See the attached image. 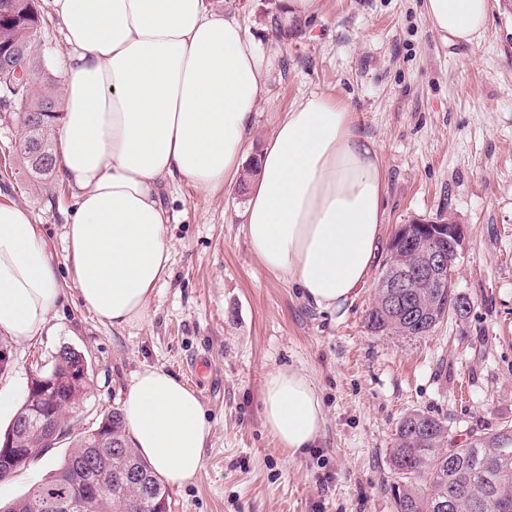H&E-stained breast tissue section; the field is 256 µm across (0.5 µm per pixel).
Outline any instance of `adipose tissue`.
Listing matches in <instances>:
<instances>
[{
  "instance_id": "obj_1",
  "label": "adipose tissue",
  "mask_w": 512,
  "mask_h": 512,
  "mask_svg": "<svg viewBox=\"0 0 512 512\" xmlns=\"http://www.w3.org/2000/svg\"><path fill=\"white\" fill-rule=\"evenodd\" d=\"M67 53L56 126L58 176L75 209L65 224V279L40 225L0 203V332L28 343L46 331L65 288L102 323L151 315L172 261L161 188L184 181L208 198L247 180L252 252L304 300L336 313L369 280L380 249L387 183L376 143L355 113L315 93L285 113L256 157L244 149L268 71L219 0H50ZM432 28L455 41L485 31L490 0H425ZM121 413L133 448L167 484L197 479L211 426L191 387L140 370ZM264 427L291 452L314 447L324 413L310 378H264Z\"/></svg>"
}]
</instances>
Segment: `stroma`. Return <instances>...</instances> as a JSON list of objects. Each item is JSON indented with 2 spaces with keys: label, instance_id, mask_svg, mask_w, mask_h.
I'll list each match as a JSON object with an SVG mask.
<instances>
[{
  "label": "stroma",
  "instance_id": "35a3bbf8",
  "mask_svg": "<svg viewBox=\"0 0 512 512\" xmlns=\"http://www.w3.org/2000/svg\"><path fill=\"white\" fill-rule=\"evenodd\" d=\"M34 59L62 84L66 52L49 0ZM264 53L269 82L246 148L256 152L279 115L313 93L356 112L379 147L387 181L384 240L398 225L449 213L464 224L457 290L470 306L422 338L371 331L366 315L390 259L343 313L307 305L252 253L241 214L248 186L205 199L175 180L162 201L172 263L152 315L124 329L98 322L65 289L44 336L13 344L0 395L21 404L31 371L64 346L91 366L87 422L120 409L135 374L156 366L192 387L211 425L204 468L170 488L168 512H393L385 491L396 427L422 410L456 444L512 421V16L494 0L475 42L444 41L422 0H321L317 15L281 34L275 0H225ZM26 104L0 107V203L29 209L56 261L75 200L57 176H33L23 145ZM313 381L325 424L315 448L291 453L264 427L267 372ZM68 451L53 448L0 482V501L27 494Z\"/></svg>",
  "mask_w": 512,
  "mask_h": 512
}]
</instances>
